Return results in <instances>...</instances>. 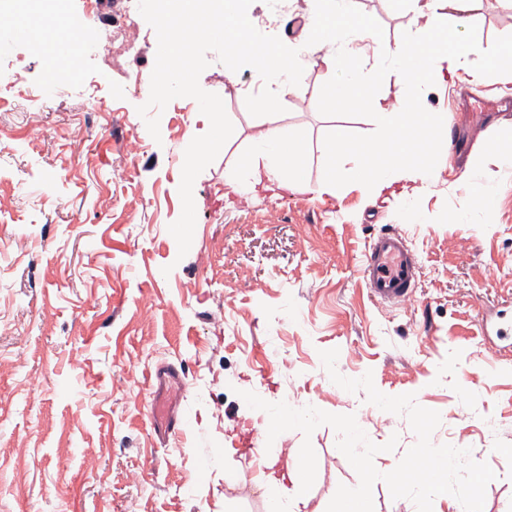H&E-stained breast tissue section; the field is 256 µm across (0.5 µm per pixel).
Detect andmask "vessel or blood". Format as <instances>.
<instances>
[{"label":"vessel or blood","instance_id":"obj_1","mask_svg":"<svg viewBox=\"0 0 512 512\" xmlns=\"http://www.w3.org/2000/svg\"><path fill=\"white\" fill-rule=\"evenodd\" d=\"M363 274L375 300L395 304L410 297L416 288L417 263L404 238L394 232H384L373 240L364 253ZM157 390L148 404L150 416L159 433L181 429L186 419L176 403L167 401L163 393L167 385L182 387L181 375L162 367L155 373Z\"/></svg>","mask_w":512,"mask_h":512}]
</instances>
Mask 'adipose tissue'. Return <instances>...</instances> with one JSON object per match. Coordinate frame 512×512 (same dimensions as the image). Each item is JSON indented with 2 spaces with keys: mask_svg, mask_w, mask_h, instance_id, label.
Wrapping results in <instances>:
<instances>
[{
  "mask_svg": "<svg viewBox=\"0 0 512 512\" xmlns=\"http://www.w3.org/2000/svg\"><path fill=\"white\" fill-rule=\"evenodd\" d=\"M416 16L423 21L424 43L400 42L389 47L387 57L397 75V89L392 98L380 101L374 90L380 81L377 72L358 64L365 51L366 34L355 22L354 0H327V24L320 34L328 46L321 61L328 71L337 73L331 85V99H353L372 107L378 137L354 139L345 127H337L325 140L323 151L345 161V168L329 171L317 184H309L301 161L299 143L291 139L280 124V110L287 95L293 94L299 74L306 64L296 47H275V63L263 64L259 73L268 91L259 98L263 120L252 137L244 167L245 175L231 173L227 181L239 183L241 177L266 179L290 190L316 195L335 194L346 175H354L364 192L380 195L393 181L427 179L426 168L416 166L413 156L415 132L444 130L449 116L444 112H422L418 102L431 77H457L466 69L470 55L480 46L469 30L475 11L483 0H412ZM467 70V69H466ZM311 467L307 457L292 455L287 480L266 476L261 481L263 495L277 512H283L285 499H300L304 478Z\"/></svg>",
  "mask_w": 512,
  "mask_h": 512,
  "instance_id": "adipose-tissue-1",
  "label": "adipose tissue"
}]
</instances>
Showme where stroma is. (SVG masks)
I'll list each match as a JSON object with an SVG mask.
<instances>
[{"label":"stroma","instance_id":"obj_1","mask_svg":"<svg viewBox=\"0 0 512 512\" xmlns=\"http://www.w3.org/2000/svg\"><path fill=\"white\" fill-rule=\"evenodd\" d=\"M113 0L54 39L115 30L131 9ZM368 25L364 61L389 69L386 45L416 36L410 0H357ZM137 47L117 60L85 46L83 69L52 86L30 52L44 35L30 19L0 45V512H266L260 488L269 463L298 453L291 430L268 441L262 399L355 415L394 469L417 438L405 416L334 384L320 351L335 349L340 374L372 373L387 395L412 393L439 412L433 444L478 449L496 477L483 512H512V167L483 165L431 149V182H399L372 200L356 179L315 198L258 185L232 193L261 121L246 102L258 87L245 67L227 78L215 53L199 84L219 95L234 133L196 178V226L186 256L168 227L190 135L209 128L197 102L172 100L152 137L134 79L149 80L157 44L142 24ZM472 35L486 51L512 40V5L477 11ZM323 64L303 70L281 124L306 146L310 182L327 172L321 150L336 126L375 136L355 102L329 106ZM512 80L429 85L422 112L455 114L461 94L492 105ZM385 231L405 238L417 264L410 302L368 293L364 251ZM152 303L149 317L140 308ZM168 364L181 374L183 434L158 437L147 405L149 377ZM330 426L310 440L317 475L300 512H326L339 485L358 475Z\"/></svg>","mask_w":512,"mask_h":512}]
</instances>
